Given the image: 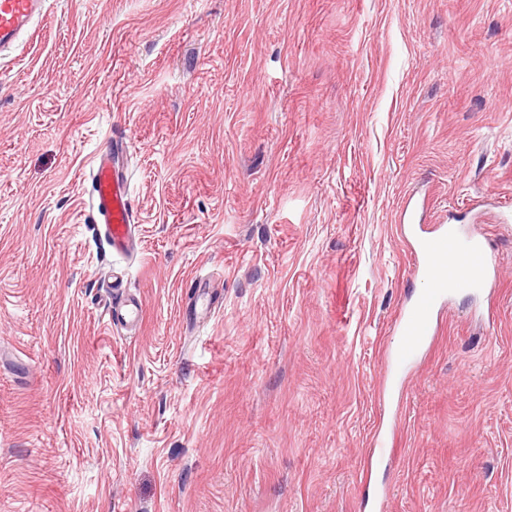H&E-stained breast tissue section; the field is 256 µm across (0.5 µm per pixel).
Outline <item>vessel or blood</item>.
Instances as JSON below:
<instances>
[{
	"label": "vessel or blood",
	"instance_id": "vessel-or-blood-1",
	"mask_svg": "<svg viewBox=\"0 0 512 512\" xmlns=\"http://www.w3.org/2000/svg\"><path fill=\"white\" fill-rule=\"evenodd\" d=\"M46 13V0H0V54L16 49L23 35L31 33ZM122 137L113 136L108 147L92 163V190L88 200V217L97 225L113 253L131 252L135 242L136 217L127 190L128 172L124 164ZM400 233L411 239L417 277L428 287L410 297L396 317L402 341L389 356L397 372L413 365L435 334L434 320L449 297L457 292L480 295L489 285L494 258L484 239L466 233L457 224H404ZM452 252L466 254L474 271L444 280L442 273ZM144 313L141 298L114 296L107 311L111 324L140 326Z\"/></svg>",
	"mask_w": 512,
	"mask_h": 512
}]
</instances>
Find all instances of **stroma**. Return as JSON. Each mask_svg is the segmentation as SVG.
I'll list each match as a JSON object with an SVG mask.
<instances>
[{"mask_svg":"<svg viewBox=\"0 0 512 512\" xmlns=\"http://www.w3.org/2000/svg\"><path fill=\"white\" fill-rule=\"evenodd\" d=\"M115 132L127 259L84 217ZM408 199L499 314L455 294L395 378ZM378 433L387 512H512V0H50L0 61V512H364ZM144 313L140 297H125L123 294L112 296V305L107 310L110 324H123L132 328L140 326Z\"/></svg>","mask_w":512,"mask_h":512,"instance_id":"stroma-1","label":"stroma"}]
</instances>
